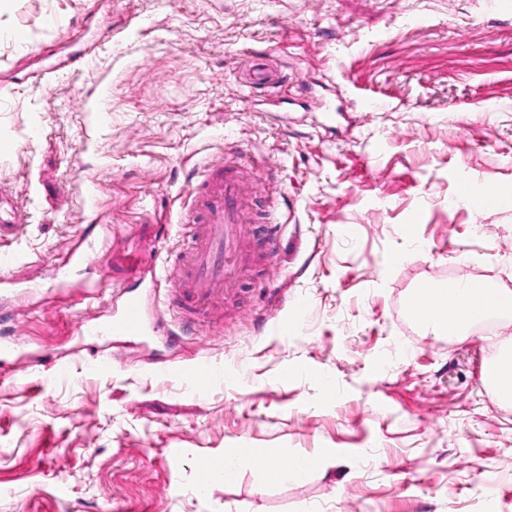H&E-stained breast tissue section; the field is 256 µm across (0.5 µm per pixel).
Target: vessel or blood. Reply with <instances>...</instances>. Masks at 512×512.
Masks as SVG:
<instances>
[{"label":"vessel or blood","mask_w":512,"mask_h":512,"mask_svg":"<svg viewBox=\"0 0 512 512\" xmlns=\"http://www.w3.org/2000/svg\"><path fill=\"white\" fill-rule=\"evenodd\" d=\"M245 82L251 91L268 93L286 85L288 78L262 62L247 70ZM269 182V169L264 165H203L182 207L191 241L178 254L167 316L157 314L151 289L143 287L128 291L120 308L103 320L81 325V334L109 333L132 343L163 328L171 342L202 328L223 329L225 286L245 269L244 259L255 235V199ZM26 222L25 212L0 192V241L16 235Z\"/></svg>","instance_id":"b4317fda"}]
</instances>
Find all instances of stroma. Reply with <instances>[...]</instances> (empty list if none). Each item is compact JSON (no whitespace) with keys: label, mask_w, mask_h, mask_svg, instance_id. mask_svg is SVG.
<instances>
[{"label":"stroma","mask_w":512,"mask_h":512,"mask_svg":"<svg viewBox=\"0 0 512 512\" xmlns=\"http://www.w3.org/2000/svg\"><path fill=\"white\" fill-rule=\"evenodd\" d=\"M255 54L280 102L243 85ZM239 147L278 237L223 332L80 335L186 244L193 172ZM1 191L28 221L0 244V512H512V406L484 377L512 317L448 338L406 312L424 282L512 289V0H0ZM159 360L221 376L201 393ZM228 448L267 459L198 490ZM292 457L319 464L266 483Z\"/></svg>","instance_id":"35a3bbf8"}]
</instances>
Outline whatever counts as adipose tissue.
I'll use <instances>...</instances> for the list:
<instances>
[{
	"instance_id": "obj_1",
	"label": "adipose tissue",
	"mask_w": 512,
	"mask_h": 512,
	"mask_svg": "<svg viewBox=\"0 0 512 512\" xmlns=\"http://www.w3.org/2000/svg\"><path fill=\"white\" fill-rule=\"evenodd\" d=\"M418 306V320L436 336H464L471 323L488 315L512 310V290L486 287L485 291L440 282L420 286L413 292Z\"/></svg>"
}]
</instances>
